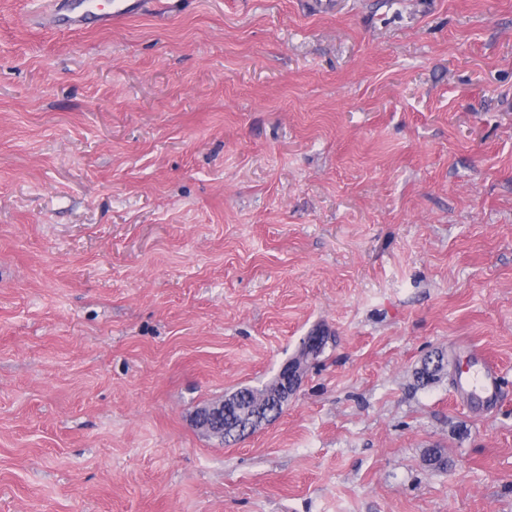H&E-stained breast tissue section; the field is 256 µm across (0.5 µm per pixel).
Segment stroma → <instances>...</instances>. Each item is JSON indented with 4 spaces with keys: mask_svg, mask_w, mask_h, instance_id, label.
Returning a JSON list of instances; mask_svg holds the SVG:
<instances>
[{
    "mask_svg": "<svg viewBox=\"0 0 512 512\" xmlns=\"http://www.w3.org/2000/svg\"><path fill=\"white\" fill-rule=\"evenodd\" d=\"M167 2L0 0V512H512V0ZM126 1L127 0H117L112 4V0H110L106 9H98L92 6L81 13L75 12V7H72L70 4L66 12L61 14L58 18L59 26L68 29H79L91 22L99 26H112V22L126 18L132 10L131 6L138 2L133 1V3L127 5L118 3ZM327 343V336L320 332L306 336L298 353L283 363L276 374L278 394L275 411L283 410L288 401L295 395L306 374L308 367L314 363ZM497 386L498 373L496 369L492 366H483L460 382V392L467 397L483 400L492 398ZM273 390L272 382L261 388L242 386L224 397H232L237 407L244 409L261 402L269 403L272 400ZM224 402H228V399H222L220 402L200 409L193 418L194 425L205 433H213V426L219 428L221 434H224V430L228 429H237L238 433L246 429L247 433H249L262 422L270 421V414L273 412L270 405L252 408L242 415L240 420L231 419V425L225 426Z\"/></svg>",
    "mask_w": 512,
    "mask_h": 512,
    "instance_id": "35a3bbf8",
    "label": "stroma"
}]
</instances>
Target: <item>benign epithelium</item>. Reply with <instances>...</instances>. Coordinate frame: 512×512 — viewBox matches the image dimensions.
I'll use <instances>...</instances> for the list:
<instances>
[{"instance_id":"obj_1","label":"benign epithelium","mask_w":512,"mask_h":512,"mask_svg":"<svg viewBox=\"0 0 512 512\" xmlns=\"http://www.w3.org/2000/svg\"><path fill=\"white\" fill-rule=\"evenodd\" d=\"M326 343L327 337L319 332L313 333L303 339L298 353L281 365L276 374L278 394L275 406L252 408L241 419L231 421L228 426L224 423V402L220 401L200 409L193 418L194 425L205 433L213 432L215 427L222 431L232 428L239 432H250L261 423L270 421L272 410L278 411L288 405V401L300 387L308 367L316 361Z\"/></svg>"}]
</instances>
